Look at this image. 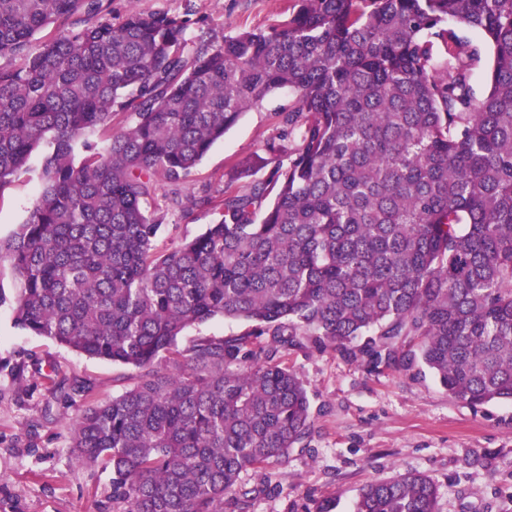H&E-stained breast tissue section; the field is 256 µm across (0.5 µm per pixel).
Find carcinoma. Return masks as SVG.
I'll return each mask as SVG.
<instances>
[{"mask_svg": "<svg viewBox=\"0 0 512 512\" xmlns=\"http://www.w3.org/2000/svg\"><path fill=\"white\" fill-rule=\"evenodd\" d=\"M111 5L0 0V57L20 60L0 68V191L46 149L25 221L0 239V307L138 370L72 436L79 462L112 471L116 512H247L261 488L241 475L312 433L285 362L307 342L372 370L419 363L471 407L512 401V0H291L216 45L185 14L114 21ZM282 89L288 165L199 191L220 220L157 250L158 192L180 204L211 146ZM216 317L252 328L177 348ZM354 512H438V488L377 479Z\"/></svg>", "mask_w": 512, "mask_h": 512, "instance_id": "carcinoma-1", "label": "carcinoma"}]
</instances>
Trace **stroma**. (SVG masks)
Returning <instances> with one entry per match:
<instances>
[{
  "mask_svg": "<svg viewBox=\"0 0 512 512\" xmlns=\"http://www.w3.org/2000/svg\"><path fill=\"white\" fill-rule=\"evenodd\" d=\"M185 13L193 35L212 42L245 27H266L282 0H112L113 15L130 6ZM287 91L275 92L243 114L215 143L169 206L156 241L166 250L216 223L218 211L191 206L200 189H238L265 177L269 146L287 163L279 112L290 109ZM41 151L28 170L0 192V238L25 220L39 190ZM287 362L307 385L314 428L287 464L248 472L242 481L269 485L250 512H353L362 487L406 471L427 475L439 490V512H512V404L474 408L451 398L422 366L370 370L339 348L307 344ZM90 385L67 399L54 393L50 369ZM134 368L90 359L18 328L0 307V512H112V474L76 461L73 423L88 406L121 395Z\"/></svg>",
  "mask_w": 512,
  "mask_h": 512,
  "instance_id": "obj_1",
  "label": "stroma"
}]
</instances>
